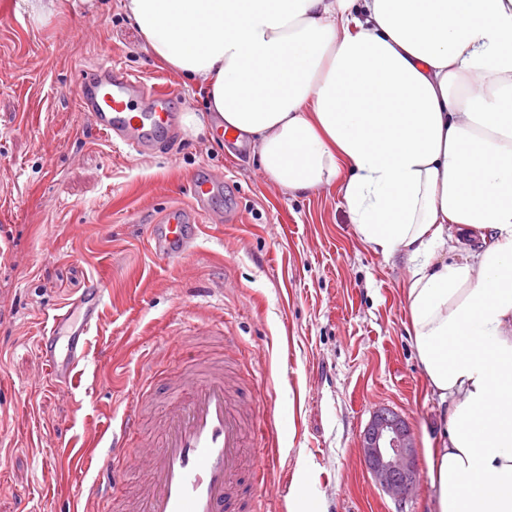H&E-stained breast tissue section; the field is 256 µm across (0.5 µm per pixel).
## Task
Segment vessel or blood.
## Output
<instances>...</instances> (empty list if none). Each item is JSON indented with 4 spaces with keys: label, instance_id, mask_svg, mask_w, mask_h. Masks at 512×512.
<instances>
[{
    "label": "vessel or blood",
    "instance_id": "1",
    "mask_svg": "<svg viewBox=\"0 0 512 512\" xmlns=\"http://www.w3.org/2000/svg\"><path fill=\"white\" fill-rule=\"evenodd\" d=\"M75 78L79 111L110 143L147 159L176 140L178 117L167 92L148 90L109 61L77 68ZM223 182L220 171L194 181L187 188L191 208H170L160 223L150 226L147 245L155 260H182L194 251L210 213L209 201ZM106 292V283L92 282L53 314L50 329L38 340L41 362L59 391L74 383ZM156 377L151 367L132 379L131 396L112 423L108 451L92 484L96 498L112 502L116 512H263L260 499L272 491L255 496L246 478L266 472L269 452L248 444L258 421L223 354L202 362L187 357L185 368L169 379L163 393L155 438L130 447V436L140 432L145 420ZM132 465L143 470L144 480L134 495L116 498V490L127 486Z\"/></svg>",
    "mask_w": 512,
    "mask_h": 512
}]
</instances>
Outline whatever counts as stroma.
<instances>
[{
    "instance_id": "35a3bbf8",
    "label": "stroma",
    "mask_w": 512,
    "mask_h": 512,
    "mask_svg": "<svg viewBox=\"0 0 512 512\" xmlns=\"http://www.w3.org/2000/svg\"><path fill=\"white\" fill-rule=\"evenodd\" d=\"M106 58L172 91L179 113L204 112L120 0L98 10L54 0L40 22L0 0V512H110L92 508L96 471L76 468L74 455H101L96 435L144 360L177 372L171 337L220 323L245 351L254 444L272 453V479L309 482L315 512H435L425 464L400 508L360 447L382 408L406 420L418 452L446 434L409 334L405 260L362 244L335 191L288 194L252 146L230 155L213 128L180 126L173 150L148 161L113 148L76 105V68ZM211 169L224 172L212 208L234 222L207 223L184 261L156 262L150 225L187 204L182 187ZM96 280L108 286L103 320L61 396L43 377L37 340ZM187 338L197 354L223 347V337Z\"/></svg>"
}]
</instances>
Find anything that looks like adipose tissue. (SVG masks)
I'll use <instances>...</instances> for the list:
<instances>
[{
    "label": "adipose tissue",
    "instance_id": "ef3b65f1",
    "mask_svg": "<svg viewBox=\"0 0 512 512\" xmlns=\"http://www.w3.org/2000/svg\"><path fill=\"white\" fill-rule=\"evenodd\" d=\"M291 194L403 257L436 512H512V0H122ZM485 247L465 250L474 233Z\"/></svg>",
    "mask_w": 512,
    "mask_h": 512
}]
</instances>
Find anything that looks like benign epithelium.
Masks as SVG:
<instances>
[{
    "mask_svg": "<svg viewBox=\"0 0 512 512\" xmlns=\"http://www.w3.org/2000/svg\"><path fill=\"white\" fill-rule=\"evenodd\" d=\"M361 450L381 488L398 504L405 503L416 482V447L407 422L392 410L375 413L363 434Z\"/></svg>",
    "mask_w": 512,
    "mask_h": 512,
    "instance_id": "benign-epithelium-1",
    "label": "benign epithelium"
}]
</instances>
